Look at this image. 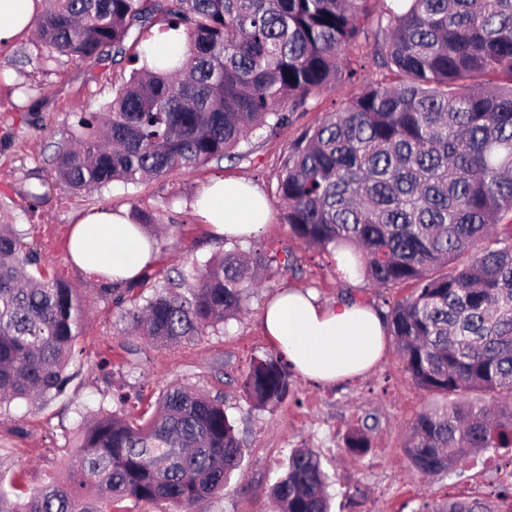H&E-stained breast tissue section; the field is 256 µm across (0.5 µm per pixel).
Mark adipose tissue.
<instances>
[{
	"instance_id": "ef3b65f1",
	"label": "adipose tissue",
	"mask_w": 512,
	"mask_h": 512,
	"mask_svg": "<svg viewBox=\"0 0 512 512\" xmlns=\"http://www.w3.org/2000/svg\"><path fill=\"white\" fill-rule=\"evenodd\" d=\"M40 0H0V44L27 34ZM196 211L210 229L228 239L258 237L270 219L264 195L250 183L220 179L201 194ZM69 250L75 264L112 281H129L153 264L156 240L125 210L103 209L76 225ZM267 336L288 362L309 379L331 383L372 368L385 345L387 326L361 302L321 305L299 289L279 291L263 314Z\"/></svg>"
}]
</instances>
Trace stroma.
<instances>
[{"mask_svg": "<svg viewBox=\"0 0 512 512\" xmlns=\"http://www.w3.org/2000/svg\"><path fill=\"white\" fill-rule=\"evenodd\" d=\"M133 68L125 58L103 67L51 60L30 33L0 45V216L26 232L42 267L58 272L85 308L79 352L64 391L48 401L17 399L0 406V474L20 477L9 495L27 498L48 476L64 474L84 423L96 410H116L136 421L153 412L168 385L184 383L222 399L243 440L241 476L206 502L203 512H272L269 489L291 452L303 447L321 457L331 512H419L426 501L497 499L507 489L500 471L512 465V448L467 460L437 480L408 467L401 449L404 431L437 398L411 383L393 343H386L372 369L340 382L317 383L292 372V391L276 407L253 408L243 394L241 383L250 365L275 351L262 318L279 291L307 290L324 305L362 302L383 314L411 292L406 284L375 288L362 277L342 275L334 252L307 247L279 218L276 188L289 146L358 92V85L340 84L323 92L294 112L288 127L256 135L234 157L192 172L175 170L134 184L115 181L99 191L75 192L56 183L53 156L58 143L75 131L77 113L110 101L113 86L127 81ZM217 178L246 179L266 196L274 216L259 237L231 241L201 223L194 201ZM43 182L53 185L49 197L31 204L28 190ZM111 207L150 211L160 223L175 225V235L156 261L161 277L192 275L233 248L288 249L296 269L275 274L268 287L252 289L240 318L178 346H161L128 331L121 308L68 251L79 218ZM357 430L370 439L361 458L343 450L347 436Z\"/></svg>", "mask_w": 512, "mask_h": 512, "instance_id": "1", "label": "stroma"}]
</instances>
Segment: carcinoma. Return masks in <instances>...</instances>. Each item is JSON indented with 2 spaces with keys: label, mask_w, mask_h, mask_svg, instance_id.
<instances>
[{
  "label": "carcinoma",
  "mask_w": 512,
  "mask_h": 512,
  "mask_svg": "<svg viewBox=\"0 0 512 512\" xmlns=\"http://www.w3.org/2000/svg\"><path fill=\"white\" fill-rule=\"evenodd\" d=\"M178 31L185 51L155 59L82 112L57 147L55 171L75 191L137 183L221 160L258 131L352 82L345 49L373 40L371 81L292 143L277 195L282 220L310 248L350 253L371 286L413 285L387 315L412 383L444 403L414 419L403 453L429 477L477 451L512 448V0H49L36 41L57 57L100 64L129 55L135 29ZM294 270L284 257L229 250L185 278L152 268L100 291L128 309L132 329L176 345L243 310L260 272ZM84 305L62 276L43 271L14 225L0 221V402L51 398L67 380ZM246 399L275 407L291 393L278 354L252 363ZM365 433L345 451L364 456ZM242 445L224 404L172 385L151 418L101 411L79 436L62 479L0 512H114L123 499L197 512L240 468ZM279 512H328L317 452L298 448L271 489ZM420 512H501L480 497Z\"/></svg>",
  "instance_id": "1"
}]
</instances>
